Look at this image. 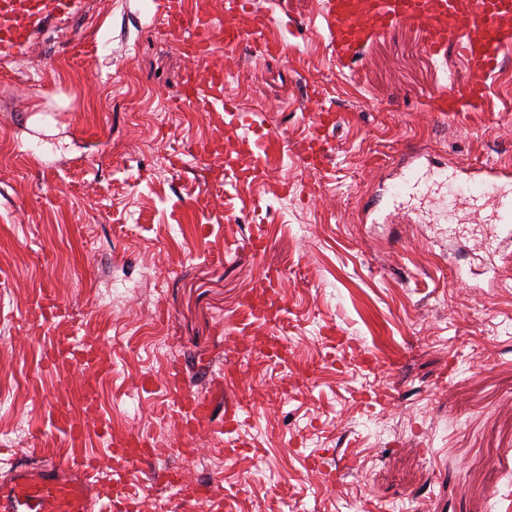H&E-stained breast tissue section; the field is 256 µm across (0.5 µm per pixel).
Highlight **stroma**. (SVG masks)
Here are the masks:
<instances>
[{"label":"stroma","instance_id":"obj_1","mask_svg":"<svg viewBox=\"0 0 512 512\" xmlns=\"http://www.w3.org/2000/svg\"><path fill=\"white\" fill-rule=\"evenodd\" d=\"M162 0H92L76 36L55 34L29 61L0 70V430L32 462L97 455L121 464L133 430L179 439L162 379L186 367L191 385L241 406L243 448L201 432L185 481L215 482L222 512H512V240L489 253L492 230L448 239L433 224H369L364 202L385 193L396 164L420 150L456 166L512 165V89L490 82L492 111L426 109L427 95L467 78L463 57H433L411 26L396 28L337 68L319 34L322 0H256L286 49L240 52L224 91L274 130L226 154L228 118L186 108L156 124L193 65L165 38ZM343 116L325 172L303 167L321 109ZM153 141L152 154L131 151ZM267 155L255 180L213 189L203 163ZM263 225L269 245L245 243ZM168 270L162 289L143 282ZM288 308L286 366L238 367L225 342L266 269ZM53 289L67 330L100 339L105 435L70 439L54 406L79 415L83 374L47 372L55 327L34 320ZM350 338L345 364L323 341ZM175 347L154 349L156 337ZM375 352L384 364L363 368ZM162 456L129 470L145 512H202L153 483L181 469ZM335 472L327 480L326 472Z\"/></svg>","mask_w":512,"mask_h":512}]
</instances>
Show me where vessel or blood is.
<instances>
[{
  "label": "vessel or blood",
  "mask_w": 512,
  "mask_h": 512,
  "mask_svg": "<svg viewBox=\"0 0 512 512\" xmlns=\"http://www.w3.org/2000/svg\"><path fill=\"white\" fill-rule=\"evenodd\" d=\"M84 0H0V60L27 56L51 32L77 26ZM322 37L337 66L350 63L368 43L393 28L410 24L422 34L425 51L436 55L450 44L466 59L469 76L435 90L429 109L435 114L455 113L481 101L486 82L512 50V0H322ZM271 19L255 8L253 0H224V13L215 17L186 11L181 0H165L163 28L169 42L198 58L223 44L224 65L198 74L189 71L181 99L201 112H223L244 134L264 139L266 126L257 114L240 111L224 94L226 76L238 73L234 55L238 45L250 44L266 54L282 52L281 43L268 37ZM340 121L339 114L320 112L302 154L304 167L322 169L331 147L327 134ZM373 222L389 223L401 217L407 224H437L448 236L458 235L466 224H494L499 234L512 238V168L483 166L465 169L434 164L423 154L404 163L387 198L366 201ZM277 273L264 274L246 305L250 317L232 338L237 353L251 352L256 333L272 339L266 353L270 361L283 362L288 343L278 327L287 316L279 296ZM101 345L73 336L54 339L46 354L48 366L84 372L99 365ZM165 383L172 396L170 410L185 440L202 427L212 436L230 434L240 425L236 410H228L221 424H213L214 398L193 389L180 367H172ZM126 463L103 467L93 456L73 462L14 463L0 480V512H141L142 500L128 490V467L146 464L169 448L150 434L135 430L123 442ZM185 493L206 512H221L222 500L215 484H189Z\"/></svg>",
  "instance_id": "1"
}]
</instances>
